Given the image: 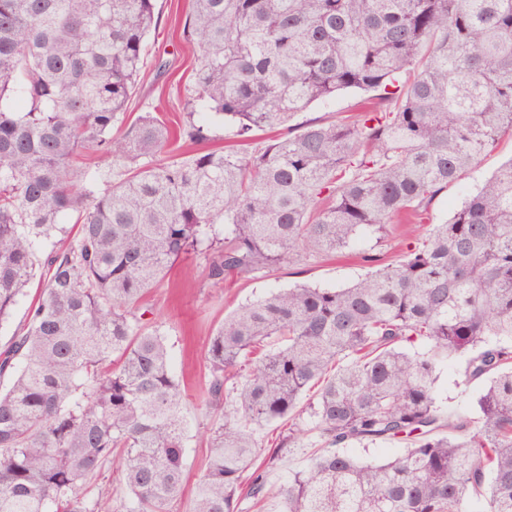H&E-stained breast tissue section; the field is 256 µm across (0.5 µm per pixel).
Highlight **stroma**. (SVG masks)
Masks as SVG:
<instances>
[{
  "label": "stroma",
  "mask_w": 512,
  "mask_h": 512,
  "mask_svg": "<svg viewBox=\"0 0 512 512\" xmlns=\"http://www.w3.org/2000/svg\"><path fill=\"white\" fill-rule=\"evenodd\" d=\"M190 9V0H156L157 31L149 40L151 68L142 74L136 94L130 102L132 114L160 111L166 114L172 130H179L186 119L185 86L198 66V50L181 38L182 24ZM512 157V138L503 137L480 161L476 170L448 185L431 202L424 224H442L464 201L476 184ZM408 227L393 224L385 238L364 237L352 252L323 256L281 265L256 279L228 278L212 285L203 259L177 262L165 281L149 290L142 306L164 321L168 328L170 368L183 390L184 415L188 426L186 442V491L173 512H189L191 491L202 476L210 456V440L205 431L211 419L206 399L205 354L211 337L241 305L278 288L310 285L341 288L364 278L379 266L398 261L399 242L407 239ZM481 384L468 380L462 363L444 362L437 369L435 393L444 411L471 415L475 412ZM322 443L311 435L298 448H286L267 472L269 496L267 512H276V495L281 486L303 470Z\"/></svg>",
  "instance_id": "obj_1"
}]
</instances>
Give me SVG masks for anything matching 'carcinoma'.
Segmentation results:
<instances>
[{
  "mask_svg": "<svg viewBox=\"0 0 512 512\" xmlns=\"http://www.w3.org/2000/svg\"><path fill=\"white\" fill-rule=\"evenodd\" d=\"M154 5L0 0V324L66 237L0 352V512H171L187 423L148 290L190 255L220 284L419 223L512 136V0H191L189 114L244 145L279 134L183 157L159 113L128 112ZM347 91L367 95L356 114L293 123ZM446 358L484 383L473 416L437 404ZM206 363L221 422L190 512L266 497L255 427L313 387L312 427L288 428L268 463L313 432L323 448L278 512H466L473 496L512 512V158L398 262L242 305ZM397 438L410 447L384 463L339 450ZM110 469L120 499L97 486Z\"/></svg>",
  "mask_w": 512,
  "mask_h": 512,
  "instance_id": "carcinoma-1",
  "label": "carcinoma"
}]
</instances>
